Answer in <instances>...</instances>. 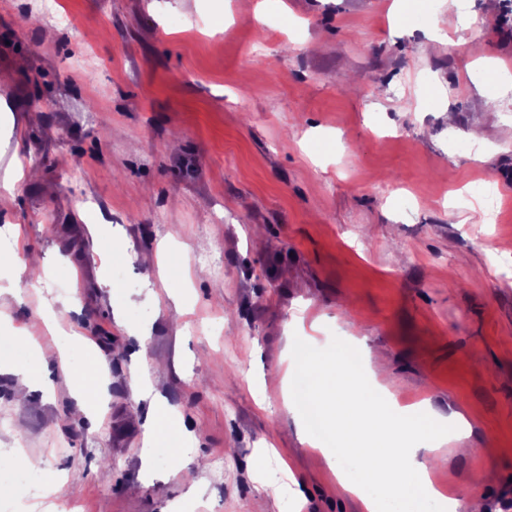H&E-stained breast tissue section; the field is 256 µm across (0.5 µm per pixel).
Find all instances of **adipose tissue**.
Wrapping results in <instances>:
<instances>
[{"instance_id": "ef3b65f1", "label": "adipose tissue", "mask_w": 512, "mask_h": 512, "mask_svg": "<svg viewBox=\"0 0 512 512\" xmlns=\"http://www.w3.org/2000/svg\"><path fill=\"white\" fill-rule=\"evenodd\" d=\"M295 356L312 380V405L336 433L340 456L330 459L329 466L342 490L360 497L365 512H381V501L406 499L416 492L436 496L425 464L416 458L418 452L429 453L442 444L428 435V403L401 407L383 395L367 396L358 372L348 365L304 347ZM347 458L360 460L357 477L345 471ZM372 484L378 486V496L364 495V487Z\"/></svg>"}]
</instances>
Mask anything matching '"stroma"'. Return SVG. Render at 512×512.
Instances as JSON below:
<instances>
[{
  "mask_svg": "<svg viewBox=\"0 0 512 512\" xmlns=\"http://www.w3.org/2000/svg\"><path fill=\"white\" fill-rule=\"evenodd\" d=\"M63 2L73 23L48 38L26 21L41 0H0L14 118L0 179L19 161L41 174L0 194V277L21 294L0 300V336L47 378L20 402L0 373V450L43 460L36 486L0 487V512H280L268 474L300 512H363L329 469L335 445L302 443L311 419L295 426L282 404L311 389L295 347L343 362L361 342L375 355L361 375L385 373L400 403L429 398L439 430L465 417L424 462L448 495L498 512L512 499V25L486 0L466 15L409 0L400 16L394 0ZM34 254L39 271L17 274ZM72 333L106 360L97 377Z\"/></svg>",
  "mask_w": 512,
  "mask_h": 512,
  "instance_id": "stroma-1",
  "label": "stroma"
}]
</instances>
